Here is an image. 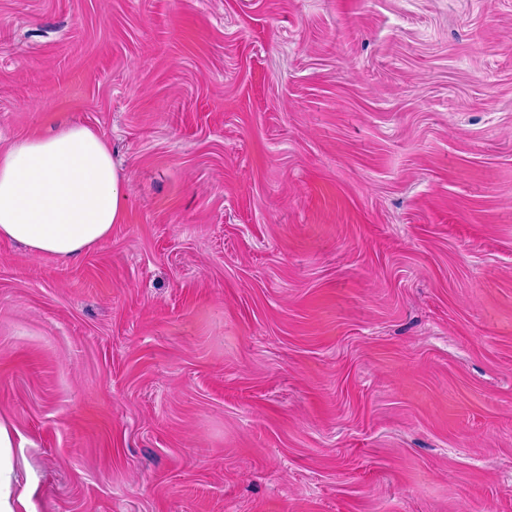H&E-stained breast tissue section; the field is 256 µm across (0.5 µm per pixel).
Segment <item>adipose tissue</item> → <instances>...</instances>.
Wrapping results in <instances>:
<instances>
[{"label": "adipose tissue", "instance_id": "1", "mask_svg": "<svg viewBox=\"0 0 512 512\" xmlns=\"http://www.w3.org/2000/svg\"><path fill=\"white\" fill-rule=\"evenodd\" d=\"M125 178L103 137L65 124L0 151V238L34 255L69 260L95 247L125 219ZM17 429L0 417V512H29V487L14 478Z\"/></svg>", "mask_w": 512, "mask_h": 512}]
</instances>
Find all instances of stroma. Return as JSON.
<instances>
[{
  "instance_id": "obj_1",
  "label": "stroma",
  "mask_w": 512,
  "mask_h": 512,
  "mask_svg": "<svg viewBox=\"0 0 512 512\" xmlns=\"http://www.w3.org/2000/svg\"><path fill=\"white\" fill-rule=\"evenodd\" d=\"M128 210L0 239L32 512H512V0H0V150ZM125 178L103 137L65 124L0 151V238L69 260L124 221Z\"/></svg>"
}]
</instances>
